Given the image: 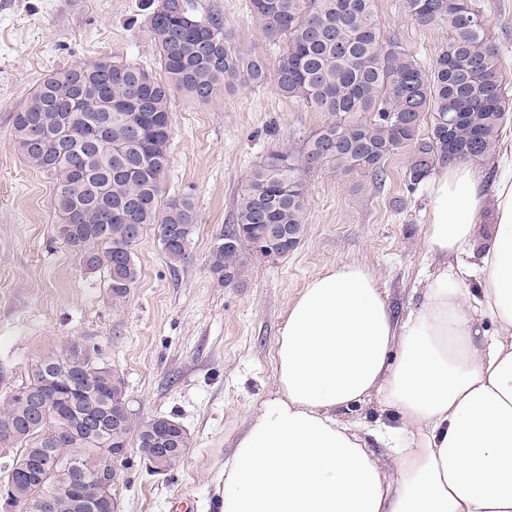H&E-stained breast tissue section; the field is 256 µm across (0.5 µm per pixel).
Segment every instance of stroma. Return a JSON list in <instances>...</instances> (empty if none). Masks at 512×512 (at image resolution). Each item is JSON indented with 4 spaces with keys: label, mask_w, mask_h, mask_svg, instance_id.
Here are the masks:
<instances>
[{
    "label": "stroma",
    "mask_w": 512,
    "mask_h": 512,
    "mask_svg": "<svg viewBox=\"0 0 512 512\" xmlns=\"http://www.w3.org/2000/svg\"><path fill=\"white\" fill-rule=\"evenodd\" d=\"M217 13L238 44L277 68L282 49L249 19V0H192ZM512 83V0H478ZM385 33L422 64L448 40L422 26L403 0H376ZM99 58L130 61L160 74L141 0H0V393L25 382L32 365L69 346L86 347L125 384L134 416H173L191 446L167 474L153 476L137 440L112 489L116 512H219L217 491L231 441L274 389L277 331L306 281L338 263L365 266L395 312L420 304L436 265L426 248L428 192L409 188L408 152L386 163L384 187L329 164L304 173L307 220L287 256L248 260L222 283L208 255L253 167L271 150L299 147L327 120L273 84L244 81L207 103L183 93L170 99L173 138L164 194L189 196L196 230L190 257L171 266L157 225L134 253L138 278L114 302L105 271L86 270L57 233L56 185L20 156L12 116L56 70ZM403 207H396V200Z\"/></svg>",
    "instance_id": "stroma-1"
}]
</instances>
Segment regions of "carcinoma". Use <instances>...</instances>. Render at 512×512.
I'll return each instance as SVG.
<instances>
[{
    "label": "carcinoma",
    "mask_w": 512,
    "mask_h": 512,
    "mask_svg": "<svg viewBox=\"0 0 512 512\" xmlns=\"http://www.w3.org/2000/svg\"><path fill=\"white\" fill-rule=\"evenodd\" d=\"M404 8L415 22L448 30L427 66L384 34L375 0H250L251 21L283 45L273 72L263 56L231 42L219 14H198L190 0H151L148 30L163 78L132 62L97 59L58 70L36 88L14 116L17 149L56 182L54 210L75 229L64 242L87 270L107 272L113 301L136 281L134 246L145 226L158 225L169 263L189 257L195 204L189 196L162 201L176 91L209 102L244 76L254 85L271 81L281 96L330 117L300 149L273 150L251 170L233 222L209 254L222 282L241 276L246 257L300 243L307 169L327 163L345 175L365 173L376 188L386 180V161L407 151L412 187L440 163L496 151L512 96L481 6L404 0ZM70 354L31 368L23 386L29 400L13 389L0 405V440L44 476L31 484L3 467V478L15 483L16 512H34L36 502L61 497L68 485L93 483L98 450L126 446L131 436L153 455L190 447L175 418L139 420L123 411L125 386L108 364L77 345ZM72 361L84 369L67 373Z\"/></svg>",
    "instance_id": "1"
}]
</instances>
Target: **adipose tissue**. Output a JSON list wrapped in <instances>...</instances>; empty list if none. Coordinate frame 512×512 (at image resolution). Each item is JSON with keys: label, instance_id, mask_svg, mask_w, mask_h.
I'll return each mask as SVG.
<instances>
[{"label": "adipose tissue", "instance_id": "obj_1", "mask_svg": "<svg viewBox=\"0 0 512 512\" xmlns=\"http://www.w3.org/2000/svg\"><path fill=\"white\" fill-rule=\"evenodd\" d=\"M425 185L440 267L422 306L396 319L356 264L305 284L278 329L277 389L224 464L221 512H512V176L489 184L457 159ZM372 399L396 413L374 440L343 418Z\"/></svg>", "mask_w": 512, "mask_h": 512}]
</instances>
